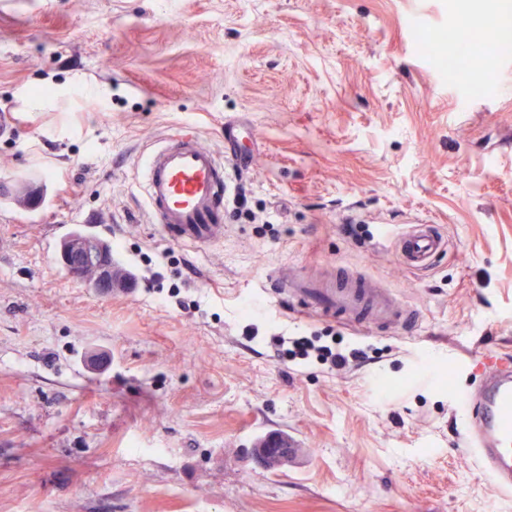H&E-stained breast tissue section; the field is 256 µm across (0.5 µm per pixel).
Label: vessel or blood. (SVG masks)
Wrapping results in <instances>:
<instances>
[{
  "label": "vessel or blood",
  "mask_w": 512,
  "mask_h": 512,
  "mask_svg": "<svg viewBox=\"0 0 512 512\" xmlns=\"http://www.w3.org/2000/svg\"><path fill=\"white\" fill-rule=\"evenodd\" d=\"M253 136L251 124L234 119L224 124L220 153L188 130L154 145L143 171L152 223L161 225L171 241L197 249L221 240L228 220L227 187L252 163L237 146ZM392 247L402 264L425 270L439 261L447 241L435 225L415 224L393 236ZM267 284L283 303L367 329L411 330L418 324L417 316L400 307L392 293L352 273L343 276L341 287L316 288L276 269ZM473 366L481 372L480 384L453 390L466 447L497 490L512 492V362L490 351Z\"/></svg>",
  "instance_id": "b4317fda"
}]
</instances>
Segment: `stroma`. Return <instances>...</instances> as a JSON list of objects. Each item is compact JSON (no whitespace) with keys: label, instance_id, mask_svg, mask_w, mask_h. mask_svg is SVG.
Wrapping results in <instances>:
<instances>
[{"label":"stroma","instance_id":"1","mask_svg":"<svg viewBox=\"0 0 512 512\" xmlns=\"http://www.w3.org/2000/svg\"><path fill=\"white\" fill-rule=\"evenodd\" d=\"M499 0H0V512H512L460 439L456 361L512 355V22ZM498 29L474 94L421 44L457 15ZM249 121L221 242L152 224L146 149L192 126L216 152ZM441 225L405 268L383 225ZM109 243L103 296L45 241ZM347 268L420 315L358 336L257 290ZM307 338L366 363L288 360ZM291 436L278 470L258 439Z\"/></svg>","mask_w":512,"mask_h":512}]
</instances>
